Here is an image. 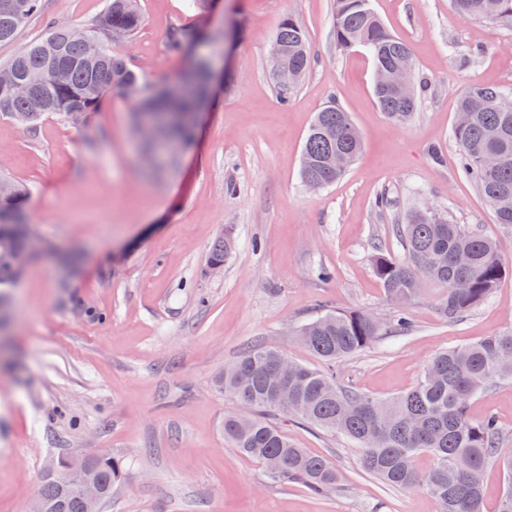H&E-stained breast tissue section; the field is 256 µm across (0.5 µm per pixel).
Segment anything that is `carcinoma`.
Masks as SVG:
<instances>
[{
	"mask_svg": "<svg viewBox=\"0 0 512 512\" xmlns=\"http://www.w3.org/2000/svg\"><path fill=\"white\" fill-rule=\"evenodd\" d=\"M461 16L485 20L488 0H451ZM43 0H0V44L15 41L28 19L40 13ZM140 0H107L90 26L63 27L47 23L46 33L29 41L13 57L0 63L30 84L27 96L17 97L0 86V118L33 130L48 119L82 128L114 91L136 93L133 123L153 113L160 129L177 148L152 163V149L144 148L142 162L150 175L173 166L179 149L194 134L192 117L209 96V60L193 59L178 81L182 92H161L112 52V43L130 40L141 26ZM490 21L512 27V0H496ZM333 34L336 47L348 51L361 46L370 53L374 69L396 71L414 67L408 45L393 36L374 12L371 0H335ZM216 36L206 28L174 27L166 41L171 54L197 48ZM97 41L105 55L91 58L87 43ZM311 57L306 34L298 22L281 21L272 42V68L286 65L306 74ZM52 65L63 71L58 83L43 80ZM421 82L404 92L391 86L374 87L379 108L395 123L405 124L417 110ZM461 114L453 129L459 164L493 211L496 223L512 227V91L471 86L458 97ZM361 151V139L348 113L331 101L317 112L302 151V182L326 187L340 179ZM497 153L503 162L486 165ZM0 298L17 280L13 256L28 246L50 247L26 219L30 188L11 181L0 169ZM405 257L383 252L373 255L376 277L386 300L398 306L399 316L387 326L368 311L325 312L304 324L300 340L327 366L370 347L380 337L407 328L406 305L428 287L444 290L439 309L453 322L484 302L497 288L509 267L497 241L464 224H455L436 210L413 211L407 222L395 225ZM235 249L231 232L215 238L208 263L225 262ZM459 281L466 287L457 288ZM283 354L270 346L244 350L215 381V387L234 398L241 411L224 416V440L239 453L260 461L269 475L283 482L324 491L336 485V471L327 460L299 448L281 429L277 419H295L314 427L337 431L361 449L362 467L387 485L426 487L439 504V512H484L482 473L496 463L506 487L494 512H512V455L500 454L503 431L493 416L476 422L469 415L471 401L500 378H512V331L487 336L435 355L425 366L418 384L391 398H377L340 386L333 374L304 364L283 383L269 375L270 366ZM426 452L434 466L420 472L416 455ZM85 475L105 491V499L122 481L123 460L102 448L82 456ZM58 512H85L83 501L59 479L43 477L37 488Z\"/></svg>",
	"mask_w": 512,
	"mask_h": 512,
	"instance_id": "carcinoma-1",
	"label": "carcinoma"
}]
</instances>
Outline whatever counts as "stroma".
I'll list each match as a JSON object with an SVG mask.
<instances>
[{
    "mask_svg": "<svg viewBox=\"0 0 512 512\" xmlns=\"http://www.w3.org/2000/svg\"><path fill=\"white\" fill-rule=\"evenodd\" d=\"M104 2L45 0L44 8L55 21L88 24ZM371 3L427 83L405 125L378 107L369 53L337 50L334 0H222L205 18L188 0H141L140 28L113 50L149 83L174 82L185 66L165 48L173 27L205 24L222 35L195 139L160 180L140 172L134 102L123 93L84 129L49 119L30 131L0 119V166L30 188L32 224L86 253L71 276L42 261L9 290L0 512H28L51 457L100 448L125 462L102 512H438L425 487L385 485L345 437L290 419L282 429L325 457L338 485L316 493L272 480L225 442L221 424L238 404L214 386L252 345L320 367L297 332L323 310H365L389 323L395 309L371 256L402 257L393 227L423 206L482 229L512 263V229L496 224L460 173L453 138L463 89L512 88V28L461 18L450 0ZM288 16L306 32L312 67L283 102L271 47ZM473 46L482 54L469 56ZM331 98L349 112L362 150L340 180L311 191L299 175L302 148ZM224 230L237 249L212 275L208 250ZM441 296L426 289L406 308L409 333L338 362V384L388 398L412 389L437 352L512 331V275L455 322L439 315ZM490 413L504 431L501 453H512V380L471 402L473 420Z\"/></svg>",
    "mask_w": 512,
    "mask_h": 512,
    "instance_id": "1",
    "label": "stroma"
}]
</instances>
